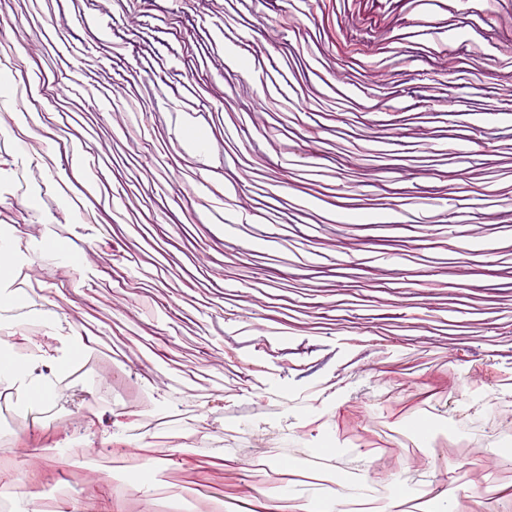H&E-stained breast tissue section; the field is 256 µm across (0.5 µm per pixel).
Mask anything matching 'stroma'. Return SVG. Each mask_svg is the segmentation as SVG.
I'll return each mask as SVG.
<instances>
[{
    "label": "stroma",
    "mask_w": 512,
    "mask_h": 512,
    "mask_svg": "<svg viewBox=\"0 0 512 512\" xmlns=\"http://www.w3.org/2000/svg\"><path fill=\"white\" fill-rule=\"evenodd\" d=\"M0 74V129L52 188L0 193V249L27 245L61 311L26 338L44 364L70 375L86 335L162 396H220L200 431L227 412L259 451L284 429L326 456L358 438L394 488L383 512L438 482L466 486L456 512L512 496L500 449H467L447 482L433 466L512 380V0H0ZM476 96L490 111H463ZM431 151L454 157L421 166ZM317 385L329 398L275 422L253 405ZM55 404L5 451L14 488L113 512L108 481L42 452L74 423L105 447L122 415L87 417L76 382ZM404 416L427 441L394 436ZM151 466L231 512L339 496L231 448L215 465L177 443Z\"/></svg>",
    "instance_id": "1"
}]
</instances>
